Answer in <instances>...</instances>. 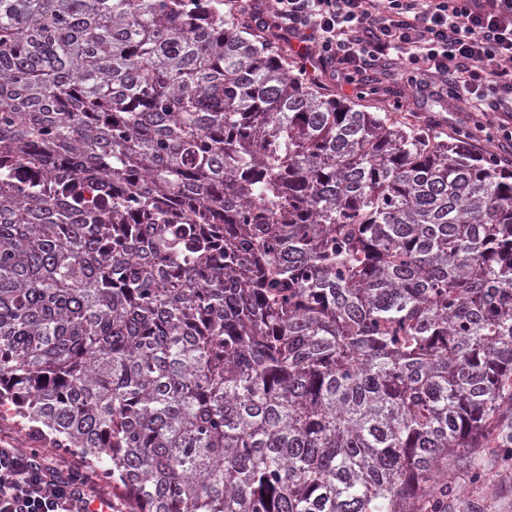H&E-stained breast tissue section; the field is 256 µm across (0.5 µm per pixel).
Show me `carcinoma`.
<instances>
[{"instance_id": "1", "label": "carcinoma", "mask_w": 512, "mask_h": 512, "mask_svg": "<svg viewBox=\"0 0 512 512\" xmlns=\"http://www.w3.org/2000/svg\"><path fill=\"white\" fill-rule=\"evenodd\" d=\"M224 0H0V415L129 512H447L512 408V169Z\"/></svg>"}]
</instances>
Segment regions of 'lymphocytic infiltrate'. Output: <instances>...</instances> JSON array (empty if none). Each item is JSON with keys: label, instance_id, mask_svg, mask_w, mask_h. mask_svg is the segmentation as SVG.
<instances>
[{"label": "lymphocytic infiltrate", "instance_id": "f902f5d3", "mask_svg": "<svg viewBox=\"0 0 512 512\" xmlns=\"http://www.w3.org/2000/svg\"><path fill=\"white\" fill-rule=\"evenodd\" d=\"M305 67L352 85L401 70L412 92L446 87L474 136L512 112V0H236ZM98 473L59 470L39 449L0 445V512H92Z\"/></svg>", "mask_w": 512, "mask_h": 512}]
</instances>
